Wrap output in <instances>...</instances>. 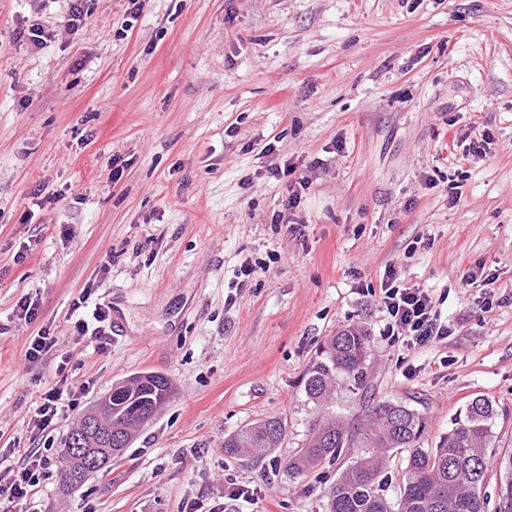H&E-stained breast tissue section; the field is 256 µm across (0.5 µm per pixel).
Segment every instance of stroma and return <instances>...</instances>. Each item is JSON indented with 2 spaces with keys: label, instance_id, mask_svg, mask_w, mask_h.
<instances>
[{
  "label": "stroma",
  "instance_id": "stroma-1",
  "mask_svg": "<svg viewBox=\"0 0 512 512\" xmlns=\"http://www.w3.org/2000/svg\"><path fill=\"white\" fill-rule=\"evenodd\" d=\"M84 8L87 31L37 49L17 31L54 27L62 0H0V471L55 455L135 373L175 393L107 473L53 474L31 512H210L240 486L256 499L235 512H324L353 449L302 477L286 465L317 414L302 380L350 324L373 336L374 397L428 417L425 447L480 396L498 412L493 453L512 454V0ZM467 133L490 135L486 158H465ZM274 159L310 182L295 233L271 222L288 195ZM247 258L264 267L246 279ZM389 266L429 289L447 339L389 338L372 293ZM94 281L116 322L102 349L69 322ZM42 330L55 346L24 365ZM62 375L83 402L38 435L40 396ZM265 418L285 426L279 448L225 457V436Z\"/></svg>",
  "mask_w": 512,
  "mask_h": 512
}]
</instances>
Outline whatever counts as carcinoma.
Segmentation results:
<instances>
[{"instance_id":"obj_1","label":"carcinoma","mask_w":512,"mask_h":512,"mask_svg":"<svg viewBox=\"0 0 512 512\" xmlns=\"http://www.w3.org/2000/svg\"><path fill=\"white\" fill-rule=\"evenodd\" d=\"M372 338L368 329L353 324L328 337L319 359L306 373L307 399L324 414L313 421L306 443L288 461V472L302 475L326 461L339 459L342 449L360 452L340 471L325 492V512H485L484 494L497 412L493 404L474 398L455 418L448 433L434 448L422 447L428 419L400 401L380 400L367 406L351 426L330 411L335 384L367 395L371 390ZM170 379L142 372L112 385V407L103 411L104 424L121 440L112 454L130 447L135 433L148 424L172 397ZM285 427L278 419L251 423L224 438V455L242 460L263 456L278 448ZM67 437L60 463L69 484H81L90 473L73 452ZM404 458L399 498L383 493L387 463L393 455ZM500 482L496 512H512V454L498 461Z\"/></svg>"}]
</instances>
